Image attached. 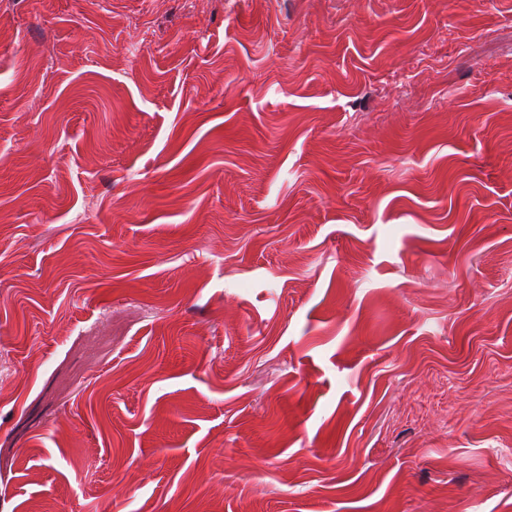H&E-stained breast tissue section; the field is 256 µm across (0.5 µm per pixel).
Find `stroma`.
Listing matches in <instances>:
<instances>
[{"label":"stroma","instance_id":"1","mask_svg":"<svg viewBox=\"0 0 512 512\" xmlns=\"http://www.w3.org/2000/svg\"><path fill=\"white\" fill-rule=\"evenodd\" d=\"M0 512H512V0H0Z\"/></svg>","mask_w":512,"mask_h":512}]
</instances>
